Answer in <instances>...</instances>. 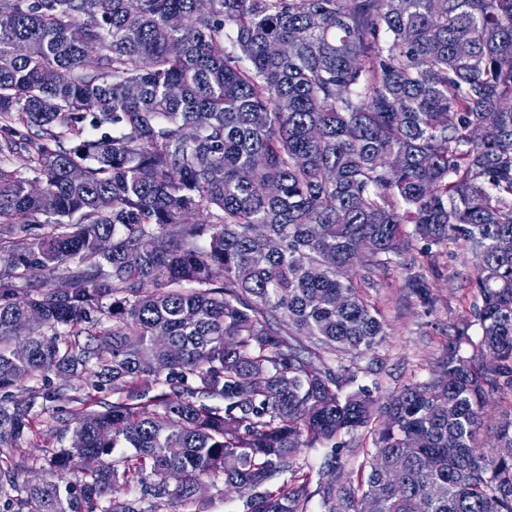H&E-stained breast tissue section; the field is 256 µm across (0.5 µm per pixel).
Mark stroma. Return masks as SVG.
<instances>
[{
    "label": "stroma",
    "instance_id": "stroma-1",
    "mask_svg": "<svg viewBox=\"0 0 512 512\" xmlns=\"http://www.w3.org/2000/svg\"><path fill=\"white\" fill-rule=\"evenodd\" d=\"M476 264V256L460 246L418 258L416 269L425 275L437 300L430 309L407 290L408 269L390 266L381 276L380 288L372 292L387 324V334L365 355H346L344 362L351 366L354 378L343 384L342 394L365 389L382 400L402 385L430 379L454 326L470 316L471 298L462 284L474 275Z\"/></svg>",
    "mask_w": 512,
    "mask_h": 512
}]
</instances>
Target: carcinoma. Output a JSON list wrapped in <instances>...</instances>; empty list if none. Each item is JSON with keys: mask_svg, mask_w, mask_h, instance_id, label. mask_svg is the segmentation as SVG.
Masks as SVG:
<instances>
[{"mask_svg": "<svg viewBox=\"0 0 512 512\" xmlns=\"http://www.w3.org/2000/svg\"><path fill=\"white\" fill-rule=\"evenodd\" d=\"M418 241L479 259L475 322L430 380L343 398L334 355L385 335L368 289ZM87 375L117 397L60 417L45 384ZM23 382L0 512H203L205 484L250 512H512L484 443L512 400V0H0V389ZM38 422L68 445L22 485ZM362 428L399 486L370 462L311 490L301 449L328 477Z\"/></svg>", "mask_w": 512, "mask_h": 512, "instance_id": "cac0c4a2", "label": "carcinoma"}]
</instances>
